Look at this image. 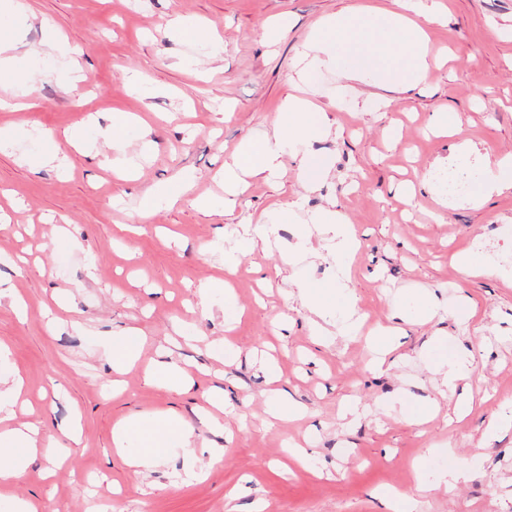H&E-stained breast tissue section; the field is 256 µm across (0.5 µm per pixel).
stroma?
<instances>
[{"label": "stroma", "mask_w": 512, "mask_h": 512, "mask_svg": "<svg viewBox=\"0 0 512 512\" xmlns=\"http://www.w3.org/2000/svg\"><path fill=\"white\" fill-rule=\"evenodd\" d=\"M369 0H26L24 15L0 27L13 61L0 70V98L33 90L27 112L0 108V281L27 310L0 300L6 364L25 380L27 422L48 448L60 428L80 425L65 462L40 459L7 486L38 512H388L387 500L414 499V512H512V189L440 205L437 185L417 177L468 141V161L512 152V0H446L447 24L426 27L430 47L449 56L428 84L386 112H363L364 98L388 96L375 80L338 91L335 72L299 82L296 56L323 20ZM183 16L197 40L168 28ZM217 55H208L209 43ZM74 69L76 85L63 80ZM143 77L131 88L130 73ZM303 90L314 104L304 123L325 119L314 143L332 168L315 185L282 158L279 176L253 178L230 213L222 169L252 136L290 124L281 106ZM134 117L120 139L112 113ZM446 130L434 127L436 114ZM81 137L67 142L66 133ZM62 168L43 167L51 150ZM132 167L120 165V158ZM414 182V198L398 194ZM174 205L142 216L158 185ZM337 208L355 236L344 265L313 215ZM278 220L267 245L243 248L245 225ZM134 224L135 235L119 233ZM498 240L482 259L507 277L463 278L454 254ZM310 241L320 255L299 263L295 280L277 275L287 247ZM239 263L227 271L225 253ZM226 280L210 308L191 310L198 288ZM305 282L326 313L325 344L298 299ZM407 311L393 346L397 363L375 373L374 337L390 305ZM134 330L140 356L115 373L112 338ZM487 337L472 349L473 337ZM268 352L277 380L256 365L210 357V341ZM193 377L168 391L144 374L157 351ZM472 352V406L438 394L433 366ZM224 389L227 435L213 431L208 393ZM280 390L303 413L267 412ZM180 417L202 456L203 481L169 441L162 464L133 474L112 431L133 417ZM500 422L489 431L490 422ZM310 453L307 466L289 457ZM459 466L451 491L419 481L418 468Z\"/></svg>", "instance_id": "stroma-1"}]
</instances>
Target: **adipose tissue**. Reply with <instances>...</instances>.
I'll return each mask as SVG.
<instances>
[{"instance_id": "ef3b65f1", "label": "adipose tissue", "mask_w": 512, "mask_h": 512, "mask_svg": "<svg viewBox=\"0 0 512 512\" xmlns=\"http://www.w3.org/2000/svg\"><path fill=\"white\" fill-rule=\"evenodd\" d=\"M421 14L423 23L413 21V14ZM445 13L436 6L418 7L416 0H392L391 7L374 6L354 14H340L325 20L303 45L301 60L307 69L335 70L340 79L365 81L368 74L398 92L406 94L427 83L434 68L440 67L439 57L431 55L427 46L424 23L446 21ZM392 27L398 35L385 39L377 47L383 61L381 69L369 71L359 52H352L349 61H342L338 47L345 42H356L376 29ZM284 111L295 118L287 131L249 139L230 163L224 166V183L233 195H241L250 187L249 179L263 172H277L285 152L299 156L298 174L303 183L314 184L330 171L329 163L320 160L312 142L322 135V124L302 129L299 116L311 111V102L302 96H292L283 105ZM25 383L14 371L0 369V413L13 420V427L0 431V486L33 462L38 454L35 427L16 422L17 405ZM178 438L185 448H192L194 435L183 421L176 417L163 420L130 418L115 428L112 440L115 447L126 454V463L134 473L154 467L162 458L169 438Z\"/></svg>"}]
</instances>
